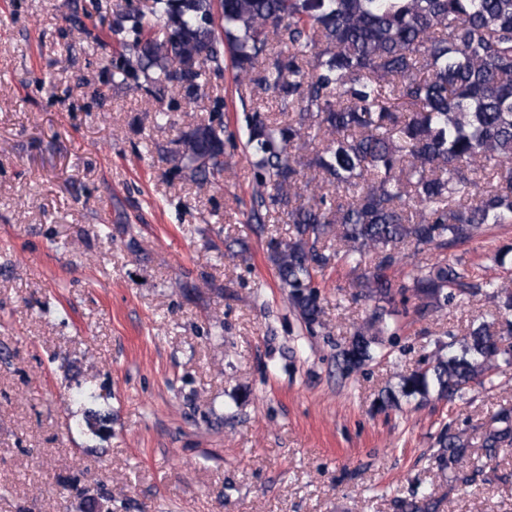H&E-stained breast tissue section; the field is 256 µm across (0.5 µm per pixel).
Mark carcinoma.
I'll return each mask as SVG.
<instances>
[{"label": "carcinoma", "mask_w": 512, "mask_h": 512, "mask_svg": "<svg viewBox=\"0 0 512 512\" xmlns=\"http://www.w3.org/2000/svg\"><path fill=\"white\" fill-rule=\"evenodd\" d=\"M116 25L130 36L117 65L123 82L142 78L191 105L228 60L243 91L276 102L277 117L257 108L245 117L247 224L287 215V236L269 241L267 259L308 326L322 324L316 275L334 260L359 267L372 256L355 298L375 309L343 350L342 373L373 358L395 298L417 301L424 316L483 288L503 321L448 331V343L401 375L399 393L383 403L432 395L452 403L512 364V346L503 347L512 342V290L446 262L406 282L387 275L404 246L443 251L490 224H512V0H153ZM225 147L224 123L211 118L160 154L202 188L223 178ZM437 445L443 472L471 455L469 440L449 429ZM510 448L512 408H502L482 455ZM394 508L436 512L438 501L396 499Z\"/></svg>", "instance_id": "carcinoma-1"}]
</instances>
